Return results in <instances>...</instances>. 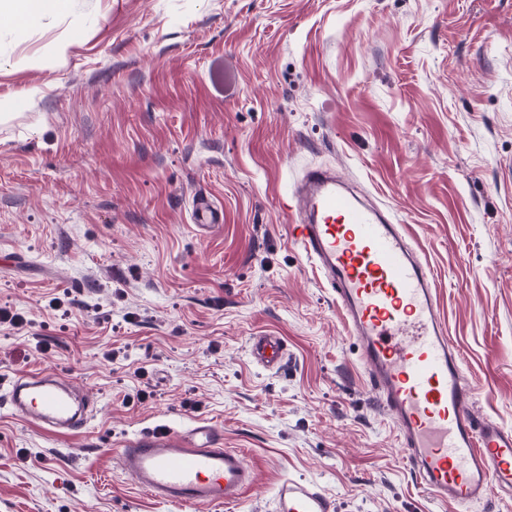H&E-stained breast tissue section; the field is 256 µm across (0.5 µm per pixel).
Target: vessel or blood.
<instances>
[{"instance_id": "1", "label": "vessel or blood", "mask_w": 512, "mask_h": 512, "mask_svg": "<svg viewBox=\"0 0 512 512\" xmlns=\"http://www.w3.org/2000/svg\"><path fill=\"white\" fill-rule=\"evenodd\" d=\"M296 237L325 276L354 336L369 387L398 433L399 451L424 492L443 504L512 499V428L473 411L427 266L411 251L391 215L364 204L334 172L308 169L294 192ZM193 220L223 223L208 198ZM250 353L267 369L284 357L276 336H254ZM0 404L43 429L68 433L87 420L83 397L47 372L16 376ZM123 472L153 499L179 512H222L254 485L243 454L224 445L222 430L198 419L184 431L168 425L121 441ZM275 512H336L319 486L280 480Z\"/></svg>"}]
</instances>
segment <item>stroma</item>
Returning a JSON list of instances; mask_svg holds the SVG:
<instances>
[{
  "instance_id": "1",
  "label": "stroma",
  "mask_w": 512,
  "mask_h": 512,
  "mask_svg": "<svg viewBox=\"0 0 512 512\" xmlns=\"http://www.w3.org/2000/svg\"><path fill=\"white\" fill-rule=\"evenodd\" d=\"M1 112L0 306L26 324L0 375L59 374L89 423L0 407V512H177L109 446L197 419L257 474L223 512H273L288 476L336 512H456L399 454L292 188L330 168L405 225L475 413L512 427V0H66L0 23ZM193 220L199 227L208 228L214 224H223L224 213L214 206L208 198L201 197L194 204ZM250 353L258 365L266 369L278 368L284 357L282 340L277 336L251 337Z\"/></svg>"
}]
</instances>
